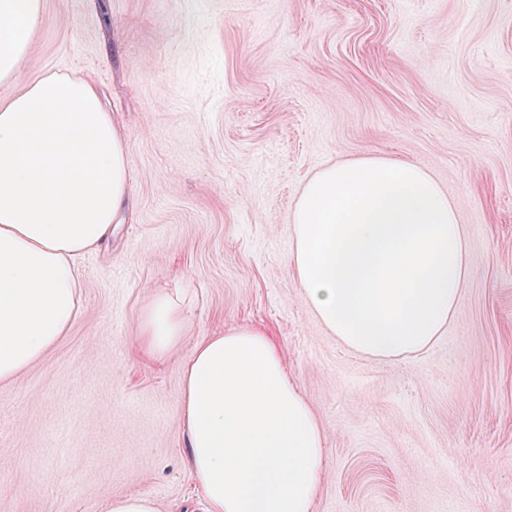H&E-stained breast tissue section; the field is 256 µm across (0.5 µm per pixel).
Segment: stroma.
Masks as SVG:
<instances>
[{
  "instance_id": "1",
  "label": "stroma",
  "mask_w": 512,
  "mask_h": 512,
  "mask_svg": "<svg viewBox=\"0 0 512 512\" xmlns=\"http://www.w3.org/2000/svg\"><path fill=\"white\" fill-rule=\"evenodd\" d=\"M32 44L20 84L105 94L135 206L79 257L69 331L0 383V512H199L177 366L230 326L326 429L314 512H512V0H42ZM367 156L423 166L471 242L455 317L387 359L336 340L291 261L306 180ZM158 289L190 298L161 361L136 341ZM108 512H158L155 502L141 496H127L113 500Z\"/></svg>"
}]
</instances>
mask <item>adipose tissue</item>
I'll use <instances>...</instances> for the list:
<instances>
[{
	"instance_id": "ef3b65f1",
	"label": "adipose tissue",
	"mask_w": 512,
	"mask_h": 512,
	"mask_svg": "<svg viewBox=\"0 0 512 512\" xmlns=\"http://www.w3.org/2000/svg\"><path fill=\"white\" fill-rule=\"evenodd\" d=\"M41 0H0V382L73 324L75 260L131 205L124 136L95 85L48 74L17 88ZM303 296L349 349H426L457 311L470 242L422 166L370 156L319 170L292 217ZM178 295L156 293L139 338L162 358L186 333ZM186 466L202 512H313L326 429L261 331L199 340L180 363Z\"/></svg>"
}]
</instances>
